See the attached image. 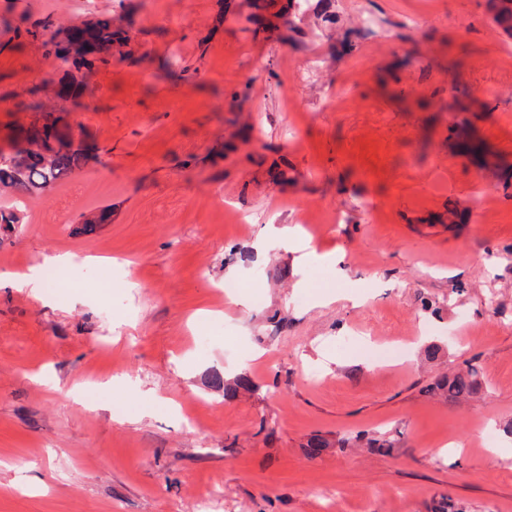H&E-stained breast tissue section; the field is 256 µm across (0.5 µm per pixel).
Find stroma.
<instances>
[{
	"label": "stroma",
	"mask_w": 512,
	"mask_h": 512,
	"mask_svg": "<svg viewBox=\"0 0 512 512\" xmlns=\"http://www.w3.org/2000/svg\"><path fill=\"white\" fill-rule=\"evenodd\" d=\"M265 2L0 0V148L39 90L88 154L0 198V512H194L214 486V512H512V37L486 0H310L294 37ZM101 16L126 42L76 109L43 44ZM56 253L80 300L9 287ZM470 363L481 398L427 394ZM384 431L388 454L305 450Z\"/></svg>",
	"instance_id": "1"
}]
</instances>
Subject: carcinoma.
I'll return each mask as SVG.
<instances>
[{
    "label": "carcinoma",
    "mask_w": 512,
    "mask_h": 512,
    "mask_svg": "<svg viewBox=\"0 0 512 512\" xmlns=\"http://www.w3.org/2000/svg\"><path fill=\"white\" fill-rule=\"evenodd\" d=\"M486 8L492 14V23L512 37V0H487ZM123 41L122 33L112 28V19L105 18L74 28L63 38L44 43V47L47 55L60 62L65 75L73 78L77 73L109 66L112 44ZM23 108L37 114V125L24 137L29 149L17 147L9 154L0 151V193L11 191L21 196H35L80 169L85 163V153L82 145L59 135L57 123L61 117L55 115V110L46 108L39 99L28 101ZM426 392L451 405H464L484 392L482 369L469 364L464 369L443 374ZM352 441L382 453L390 452L395 445V440L385 433L377 437H343L334 443L315 436L307 444L308 453L316 456L334 447L343 450Z\"/></svg>",
    "instance_id": "1"
}]
</instances>
